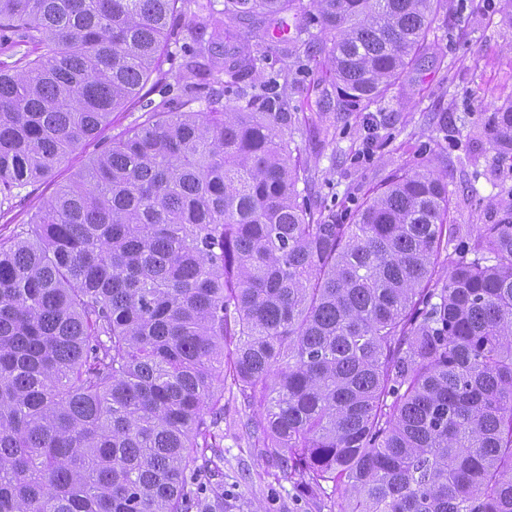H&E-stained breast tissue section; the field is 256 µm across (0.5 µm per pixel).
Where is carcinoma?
Segmentation results:
<instances>
[{
    "mask_svg": "<svg viewBox=\"0 0 512 512\" xmlns=\"http://www.w3.org/2000/svg\"><path fill=\"white\" fill-rule=\"evenodd\" d=\"M444 8L0 0V215L112 113L142 111L0 236V512H189L222 459L227 377L255 447L329 512H512V197L463 236L423 164L337 223L299 190L281 73L224 42L290 13L304 69L317 25L329 109L366 111ZM174 47L170 109L149 95ZM216 68L221 88L197 80ZM493 124L512 155V99Z\"/></svg>",
    "mask_w": 512,
    "mask_h": 512,
    "instance_id": "1",
    "label": "carcinoma"
}]
</instances>
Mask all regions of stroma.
I'll return each instance as SVG.
<instances>
[{
    "mask_svg": "<svg viewBox=\"0 0 512 512\" xmlns=\"http://www.w3.org/2000/svg\"><path fill=\"white\" fill-rule=\"evenodd\" d=\"M463 13L465 26L436 22L428 50L392 98L371 112H329L335 79L323 60L296 70L283 43L266 41L258 51L281 71L280 89L302 119V148L312 180L305 193L312 207L335 213L347 224L363 201L401 168L432 164L452 193L451 223L468 230L497 220L512 186V164L495 147L486 122L512 98V22L500 0H447ZM89 151L70 156L52 176L27 188L0 218V235H11L42 202L88 161ZM247 409L235 386H224V476L209 487L212 512H328L323 497L308 493L298 478L282 472L253 448L242 423Z\"/></svg>",
    "mask_w": 512,
    "mask_h": 512,
    "instance_id": "obj_1",
    "label": "stroma"
}]
</instances>
